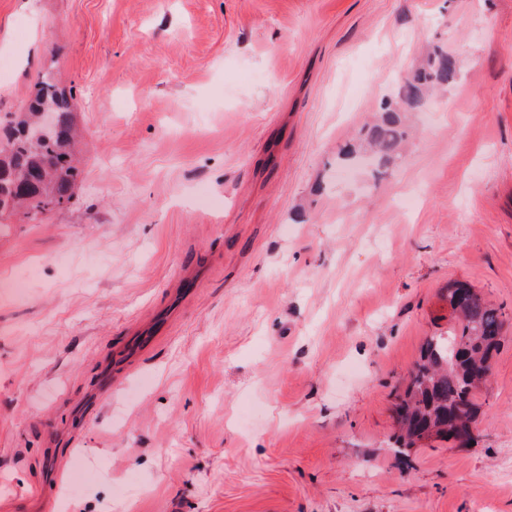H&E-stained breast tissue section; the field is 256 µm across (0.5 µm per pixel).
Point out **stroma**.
<instances>
[{
	"mask_svg": "<svg viewBox=\"0 0 512 512\" xmlns=\"http://www.w3.org/2000/svg\"><path fill=\"white\" fill-rule=\"evenodd\" d=\"M437 48L399 156L351 152ZM0 59V115L48 72L83 131L72 204L0 227V512H512V0H0ZM454 282L503 345L474 445L404 463ZM457 77L456 64L448 54L436 52L405 80L400 94V100L387 103L384 112H399L402 105L419 106L424 98L434 91L447 88ZM102 473L100 463L88 460L82 454L78 455L67 485V495L78 494L90 478L99 479L102 477Z\"/></svg>",
	"mask_w": 512,
	"mask_h": 512,
	"instance_id": "35a3bbf8",
	"label": "stroma"
}]
</instances>
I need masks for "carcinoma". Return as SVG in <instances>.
<instances>
[{"mask_svg":"<svg viewBox=\"0 0 512 512\" xmlns=\"http://www.w3.org/2000/svg\"><path fill=\"white\" fill-rule=\"evenodd\" d=\"M456 77L455 62L441 51L411 72L400 100L384 107L389 115L370 126L367 149L389 161L406 137L392 113L403 105H421ZM76 137L70 102L50 81L40 84L29 111L0 120V224L18 210L35 221L71 202L80 176L73 152ZM448 307L454 325L448 334L426 340L396 404L399 434L390 451L400 459L408 458L422 441L441 438L459 444L476 430V393L487 382L506 320L499 308L465 284L448 288Z\"/></svg>","mask_w":512,"mask_h":512,"instance_id":"carcinoma-1","label":"carcinoma"}]
</instances>
